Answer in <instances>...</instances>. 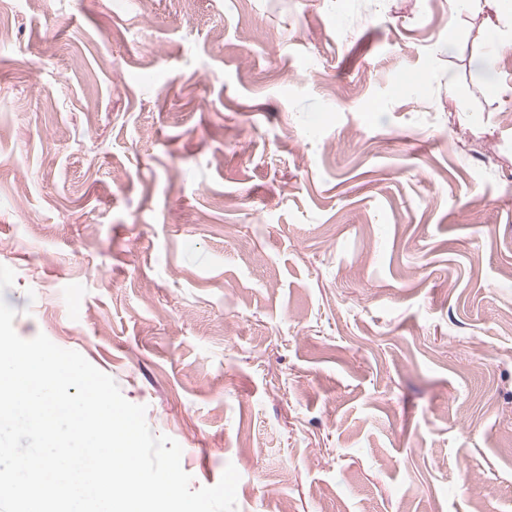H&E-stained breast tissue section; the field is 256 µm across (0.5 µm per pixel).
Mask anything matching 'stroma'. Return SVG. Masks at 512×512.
<instances>
[{
  "label": "stroma",
  "mask_w": 512,
  "mask_h": 512,
  "mask_svg": "<svg viewBox=\"0 0 512 512\" xmlns=\"http://www.w3.org/2000/svg\"><path fill=\"white\" fill-rule=\"evenodd\" d=\"M0 0V296L236 512H512V16Z\"/></svg>",
  "instance_id": "1"
}]
</instances>
